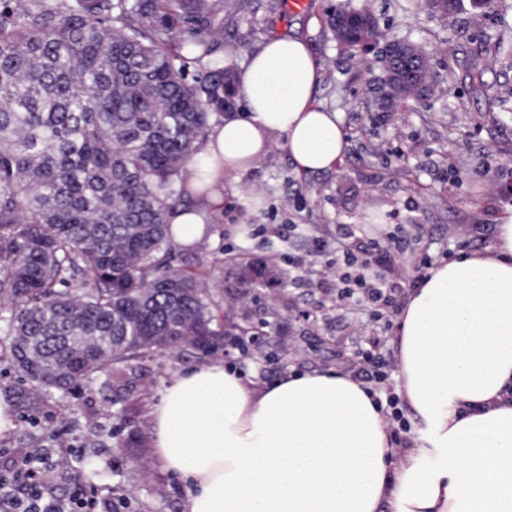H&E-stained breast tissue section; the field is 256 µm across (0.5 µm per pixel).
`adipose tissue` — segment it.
<instances>
[{
	"mask_svg": "<svg viewBox=\"0 0 512 512\" xmlns=\"http://www.w3.org/2000/svg\"><path fill=\"white\" fill-rule=\"evenodd\" d=\"M306 42L270 39L238 79L245 105L203 146L223 175L251 169L274 136L295 169H332L346 143L314 102ZM191 200L171 219L192 245L214 207ZM398 392L424 434L395 462L366 390L333 372L251 387L221 365L177 377L153 409V444L190 485L184 512H512V207L486 251L430 270L409 292L395 339Z\"/></svg>",
	"mask_w": 512,
	"mask_h": 512,
	"instance_id": "obj_1",
	"label": "adipose tissue"
}]
</instances>
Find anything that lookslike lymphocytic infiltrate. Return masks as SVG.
<instances>
[{
    "label": "lymphocytic infiltrate",
    "instance_id": "lymphocytic-infiltrate-1",
    "mask_svg": "<svg viewBox=\"0 0 512 512\" xmlns=\"http://www.w3.org/2000/svg\"><path fill=\"white\" fill-rule=\"evenodd\" d=\"M395 232L384 230L359 236L346 227L335 237L312 235L308 248L330 254L321 283L336 289L337 302L360 307L369 323H377L396 310L407 289L419 287L433 265L427 251L398 249ZM396 360L381 336H365L357 345L344 372L360 383L385 418L395 445L411 424L400 406L392 375ZM72 459H58L53 449L33 448L19 453L12 468L0 470V512H125L128 501L119 492H102L83 481L58 493L62 472Z\"/></svg>",
    "mask_w": 512,
    "mask_h": 512
}]
</instances>
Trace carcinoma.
I'll return each mask as SVG.
<instances>
[{"label": "carcinoma", "instance_id": "1", "mask_svg": "<svg viewBox=\"0 0 512 512\" xmlns=\"http://www.w3.org/2000/svg\"><path fill=\"white\" fill-rule=\"evenodd\" d=\"M224 0H0V322L19 376L68 393L142 354L216 347L169 217L204 181L235 74ZM196 72L190 73V67Z\"/></svg>", "mask_w": 512, "mask_h": 512}]
</instances>
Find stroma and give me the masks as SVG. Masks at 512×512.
Returning <instances> with one entry per match:
<instances>
[{"mask_svg": "<svg viewBox=\"0 0 512 512\" xmlns=\"http://www.w3.org/2000/svg\"><path fill=\"white\" fill-rule=\"evenodd\" d=\"M226 0L219 54L235 71L276 35L305 40L319 66L314 98L338 113L346 149L333 169L297 172L280 144L249 171L227 177L224 204L202 241L174 245L172 264L198 266L211 306L235 347L210 352L189 346L148 354L106 369L74 392L38 391L21 381L0 335V399L14 414L0 434V469L10 448L49 442L34 426L56 417L65 429L60 456L79 450V475L126 494L130 512H183L189 486L167 471L151 442L153 408L172 381L205 363H223L246 383L271 384L287 373L336 370L357 342L356 316L337 308L319 287L325 259L307 253L308 232L335 235L338 225L368 234L399 224L406 243L442 254L461 240L469 250L491 245L498 216L512 206V58L488 55L512 38V0L470 4L431 14L425 0ZM365 8L383 35L421 45L430 57V95L376 121L369 93L373 56L339 49L326 23L331 9ZM469 58L487 91L474 89L458 67ZM307 258L306 284H288V257ZM271 271L264 288L245 285L252 264Z\"/></svg>", "mask_w": 512, "mask_h": 512, "instance_id": "obj_1", "label": "stroma"}]
</instances>
